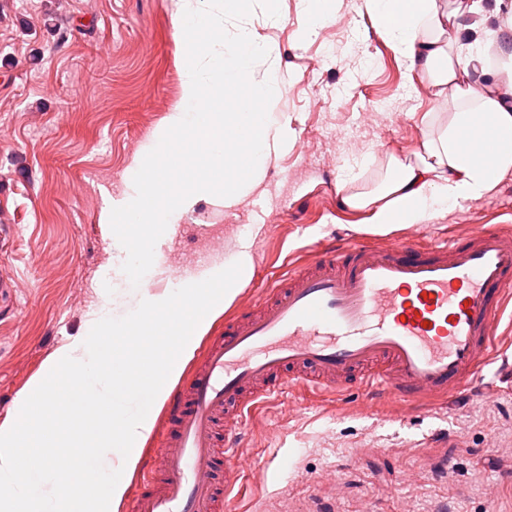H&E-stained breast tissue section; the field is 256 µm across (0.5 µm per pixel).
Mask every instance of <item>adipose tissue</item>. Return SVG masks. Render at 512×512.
I'll use <instances>...</instances> for the list:
<instances>
[{"label":"adipose tissue","instance_id":"ef3b65f1","mask_svg":"<svg viewBox=\"0 0 512 512\" xmlns=\"http://www.w3.org/2000/svg\"><path fill=\"white\" fill-rule=\"evenodd\" d=\"M485 1L362 0L409 70L448 102L444 116H424L413 159L388 157L371 187L339 182L344 207L371 229L425 223L512 175V0H489V10ZM492 48L500 67L487 62Z\"/></svg>","mask_w":512,"mask_h":512}]
</instances>
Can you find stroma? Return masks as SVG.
<instances>
[{"instance_id": "stroma-1", "label": "stroma", "mask_w": 512, "mask_h": 512, "mask_svg": "<svg viewBox=\"0 0 512 512\" xmlns=\"http://www.w3.org/2000/svg\"><path fill=\"white\" fill-rule=\"evenodd\" d=\"M228 22L268 47L255 78L277 71L270 115L281 148L233 205L204 199L163 249L168 275L229 256L250 226L252 283L281 276L306 252L344 238L425 246L474 225L512 226V177L487 198L385 232L344 210L340 179L373 184L387 156L411 157L422 118L447 111L407 69L361 0H279ZM175 0H0V403L13 406L48 358L83 337L100 306L120 317L140 293L112 273L99 215L123 189L181 96L186 54ZM238 512H512V334L472 392L415 406L364 391L299 390L262 406L241 442ZM269 469L263 486L255 472Z\"/></svg>"}]
</instances>
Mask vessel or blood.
I'll return each instance as SVG.
<instances>
[{
	"mask_svg": "<svg viewBox=\"0 0 512 512\" xmlns=\"http://www.w3.org/2000/svg\"><path fill=\"white\" fill-rule=\"evenodd\" d=\"M512 305V231L478 225L465 241L346 242L264 284L166 403L157 463L129 512H224L245 467L253 412L292 388L426 403L470 389L493 358Z\"/></svg>",
	"mask_w": 512,
	"mask_h": 512,
	"instance_id": "obj_1",
	"label": "vessel or blood"
}]
</instances>
